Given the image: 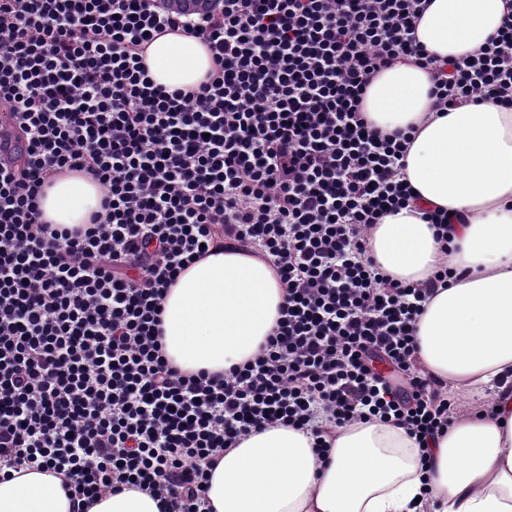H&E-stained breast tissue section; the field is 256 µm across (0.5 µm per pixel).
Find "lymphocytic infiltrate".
Returning <instances> with one entry per match:
<instances>
[{"instance_id": "f902f5d3", "label": "lymphocytic infiltrate", "mask_w": 512, "mask_h": 512, "mask_svg": "<svg viewBox=\"0 0 512 512\" xmlns=\"http://www.w3.org/2000/svg\"><path fill=\"white\" fill-rule=\"evenodd\" d=\"M426 0H0V475L64 476L74 505L126 487L165 512H206L217 455L269 426L393 421L419 447L448 431L450 392L423 370L414 324L444 272L386 278L362 231L414 198L404 133L363 110L393 62L432 70L445 108H512V19L475 54L434 64L416 39ZM172 31L214 68L198 90L155 84L142 51ZM103 187L88 223L43 218L56 177ZM223 248L277 267L286 298L260 352L182 374L162 301Z\"/></svg>"}]
</instances>
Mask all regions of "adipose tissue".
Returning a JSON list of instances; mask_svg holds the SVG:
<instances>
[{
	"instance_id": "1",
	"label": "adipose tissue",
	"mask_w": 512,
	"mask_h": 512,
	"mask_svg": "<svg viewBox=\"0 0 512 512\" xmlns=\"http://www.w3.org/2000/svg\"><path fill=\"white\" fill-rule=\"evenodd\" d=\"M512 0H429L420 44L438 59L465 58L495 36ZM143 61L157 84L188 89L212 63L199 41L156 37ZM430 75L410 62L384 69L364 109L384 132L415 126L403 175L419 208L384 216L368 248L399 282L446 269L448 285L416 324L423 368L459 403L448 433L431 446L429 470L401 427L379 421L337 428L326 459L312 436L288 427L251 433L224 452L206 492L209 512H512V109L467 102L440 112ZM104 191L85 174L47 187L54 224H82ZM459 221L437 242L421 207ZM285 288L272 262L221 252L181 272L163 300L167 358L181 370L225 371L254 357L269 336ZM0 512H74L58 477L23 468L0 479Z\"/></svg>"
}]
</instances>
